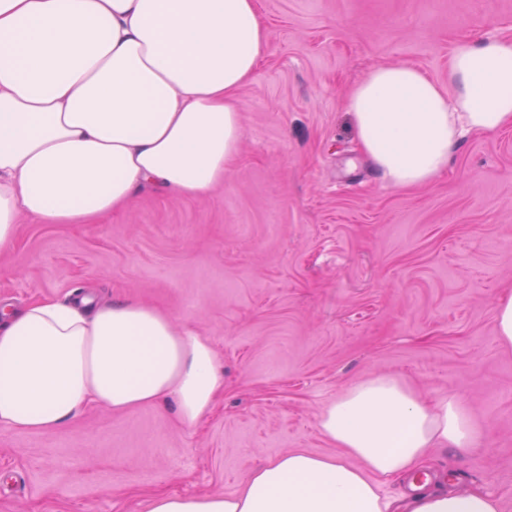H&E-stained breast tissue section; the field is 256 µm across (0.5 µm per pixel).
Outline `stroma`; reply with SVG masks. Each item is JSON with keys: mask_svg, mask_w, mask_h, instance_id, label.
I'll return each instance as SVG.
<instances>
[{"mask_svg": "<svg viewBox=\"0 0 512 512\" xmlns=\"http://www.w3.org/2000/svg\"><path fill=\"white\" fill-rule=\"evenodd\" d=\"M269 51L238 93L232 173L203 197L147 187L102 224L18 226L0 304L90 289L208 339L224 390L198 426L90 408L52 434L0 433V512H143L155 492L229 494L290 451L339 455L322 410L378 374L452 394L477 441L428 470L512 512V130L469 133L433 183L389 184L345 96L377 65L448 81L460 40L512 37V0H259ZM495 329L499 342L504 347H512V295L497 301Z\"/></svg>", "mask_w": 512, "mask_h": 512, "instance_id": "1", "label": "stroma"}]
</instances>
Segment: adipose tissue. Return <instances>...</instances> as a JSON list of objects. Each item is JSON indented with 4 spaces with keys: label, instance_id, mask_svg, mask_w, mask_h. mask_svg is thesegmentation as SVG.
Wrapping results in <instances>:
<instances>
[{
    "label": "adipose tissue",
    "instance_id": "ef3b65f1",
    "mask_svg": "<svg viewBox=\"0 0 512 512\" xmlns=\"http://www.w3.org/2000/svg\"><path fill=\"white\" fill-rule=\"evenodd\" d=\"M257 0H0V250L21 217L96 224L145 185L202 197L242 136L236 97L266 56ZM363 154L396 187L436 180L467 133L512 128V40H462L440 85L379 66L345 100ZM210 342L144 304L44 296L0 317V431L52 433L88 408L172 401L179 423L213 409ZM320 432L345 458L292 451L232 494L163 492L146 512H498L480 492L420 486L401 504L379 480L423 473L435 448L476 437L455 396L428 400L378 375L331 401Z\"/></svg>",
    "mask_w": 512,
    "mask_h": 512
}]
</instances>
